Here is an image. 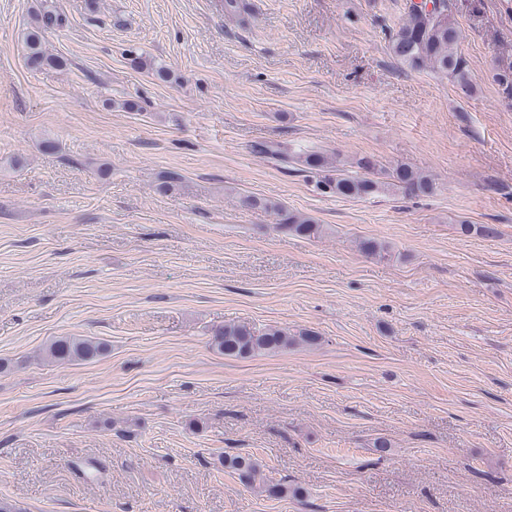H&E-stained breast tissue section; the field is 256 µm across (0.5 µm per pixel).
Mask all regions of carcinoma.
I'll return each instance as SVG.
<instances>
[{"label": "carcinoma", "mask_w": 512, "mask_h": 512, "mask_svg": "<svg viewBox=\"0 0 512 512\" xmlns=\"http://www.w3.org/2000/svg\"><path fill=\"white\" fill-rule=\"evenodd\" d=\"M428 2L407 4L398 29L390 36L388 47L400 64L413 71H431L464 92L471 88L467 60L460 51L462 31L453 18L452 0H439L434 12H425ZM224 15L244 23L250 16L249 0H220ZM65 22L63 14L53 0H41L34 11L32 25L24 35L26 65L32 70L44 67L63 69L67 61L48 52L44 34ZM131 62L151 70L161 81L171 78L163 64L149 63L141 55ZM501 96L512 100V62L498 66L493 75ZM253 154L271 159L284 169L302 174L311 180L323 194L345 199H367L380 195L401 193L406 197L430 196L436 191L434 176L426 171L398 164L386 173L370 156L348 161L335 153L323 150L293 152L283 143L257 142L251 145ZM239 206L245 210L263 209L275 216L276 231L296 237L320 239L331 229L314 218L290 211L283 204L251 194L239 196ZM463 236L472 233L487 239L500 236L494 224H470L463 220L457 225ZM357 247L366 256L383 258L390 253V246L373 238H362ZM318 342V337L305 331L293 332L279 325L257 329L247 323L227 322L211 331L210 346L216 352L233 358H249L259 354L277 353L291 347ZM107 353V345L84 336H58L37 354L38 360L55 365L93 361ZM224 467L237 476L239 482L266 499H284L303 496V489L277 482L264 473V465L252 454H235L224 457Z\"/></svg>", "instance_id": "cac0c4a2"}]
</instances>
